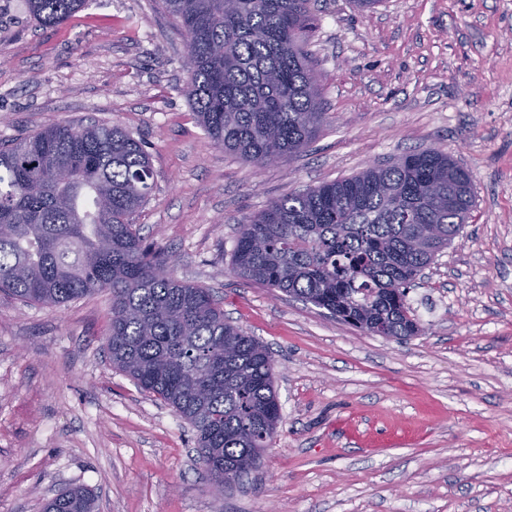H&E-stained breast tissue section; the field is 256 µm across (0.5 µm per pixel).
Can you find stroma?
<instances>
[{
	"label": "stroma",
	"mask_w": 512,
	"mask_h": 512,
	"mask_svg": "<svg viewBox=\"0 0 512 512\" xmlns=\"http://www.w3.org/2000/svg\"><path fill=\"white\" fill-rule=\"evenodd\" d=\"M306 46L327 122L257 167L216 147L183 92L161 0H90L44 26L0 0V142L118 125L154 173L132 222L274 359L272 445L216 491L189 423L112 367L110 301L0 292V512L71 486L99 512H512V0H316ZM437 147L473 176L462 232L408 292L404 341L234 277L238 229L270 202Z\"/></svg>",
	"instance_id": "stroma-1"
}]
</instances>
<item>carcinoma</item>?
I'll return each mask as SVG.
<instances>
[{"label": "carcinoma", "instance_id": "cac0c4a2", "mask_svg": "<svg viewBox=\"0 0 512 512\" xmlns=\"http://www.w3.org/2000/svg\"><path fill=\"white\" fill-rule=\"evenodd\" d=\"M26 2L44 25L87 6ZM163 3L186 38L185 95L214 145L258 167L304 152L327 119L304 49L312 0ZM152 178L144 145L118 125L52 126L0 144V292L46 306L110 294L112 365L191 425L222 491L271 446L274 361L132 224ZM474 205L472 175L449 154H406L270 203L240 225L231 272L403 340L420 331L407 290ZM44 512H96V502L69 488Z\"/></svg>", "mask_w": 512, "mask_h": 512}]
</instances>
